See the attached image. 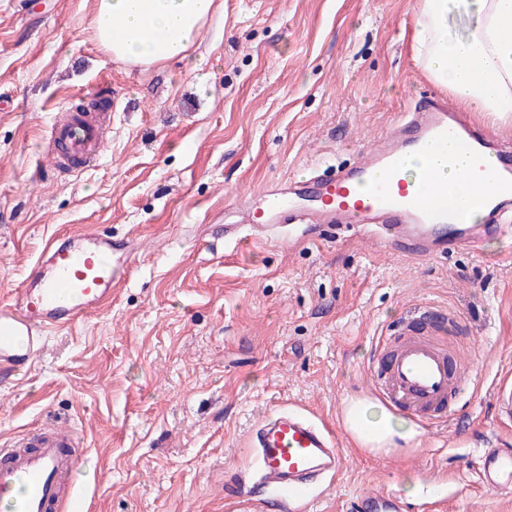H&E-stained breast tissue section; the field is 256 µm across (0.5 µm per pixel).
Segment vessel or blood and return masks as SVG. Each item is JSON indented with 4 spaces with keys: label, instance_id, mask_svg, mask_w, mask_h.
<instances>
[{
    "label": "vessel or blood",
    "instance_id": "vessel-or-blood-1",
    "mask_svg": "<svg viewBox=\"0 0 512 512\" xmlns=\"http://www.w3.org/2000/svg\"><path fill=\"white\" fill-rule=\"evenodd\" d=\"M482 121L464 119L444 96L432 94L403 113L395 130L374 142L366 158L332 171H315L306 180L267 188L261 205L245 209L238 227H225L235 244L280 238L287 227L341 226L375 237L382 246L407 256L426 257L463 248L479 252L490 234L512 235L508 224H472L466 209L449 200L434 168L415 180L405 176L416 153L447 150L456 166L480 182L487 151L498 161L491 191H478L472 203L497 213L512 205V148H502L484 132ZM48 143L58 171L73 162L93 167L104 144L102 127L90 115L56 118ZM135 258L131 241L83 232L47 245L37 260L38 276L0 302V365L13 372L30 369L51 330L66 328L111 304L112 293ZM417 328L382 337L373 388L396 411L417 415L423 426L448 424V401L462 387L449 360L459 351L464 329L442 308L421 307ZM250 453L257 463V492L231 496L232 512H309L312 494L326 478L337 476L344 458L334 432L305 413L283 409L252 434ZM83 448L71 428H41L0 445V512H83L78 468ZM485 488L512 493V448L485 449L480 459ZM351 512H407L391 493H367Z\"/></svg>",
    "mask_w": 512,
    "mask_h": 512
}]
</instances>
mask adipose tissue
Returning a JSON list of instances; mask_svg holds the SVG:
<instances>
[{"mask_svg": "<svg viewBox=\"0 0 512 512\" xmlns=\"http://www.w3.org/2000/svg\"><path fill=\"white\" fill-rule=\"evenodd\" d=\"M214 10L215 0H94L92 27L113 60L144 72L186 59ZM412 38L424 74L477 119L512 120V0H419ZM343 417L372 452L417 436L408 420L365 399L349 401Z\"/></svg>", "mask_w": 512, "mask_h": 512, "instance_id": "1", "label": "adipose tissue"}]
</instances>
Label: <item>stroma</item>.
<instances>
[{
    "mask_svg": "<svg viewBox=\"0 0 512 512\" xmlns=\"http://www.w3.org/2000/svg\"><path fill=\"white\" fill-rule=\"evenodd\" d=\"M184 60L112 61L91 0H0V298L68 230L133 239L106 309L51 334L0 384V442L73 427L98 472L85 512H227L255 479L248 440L274 412H311L344 468L311 512L367 492L445 512H512L483 488L480 456L512 448L495 393L512 383V239L483 253L397 257L346 229L236 247L224 227L271 184L350 164L434 85L416 63L418 0H218ZM106 100L96 166L53 171L47 130L79 98ZM425 304L468 331L452 423L367 453L343 409L376 401L381 337Z\"/></svg>",
    "mask_w": 512,
    "mask_h": 512,
    "instance_id": "35a3bbf8",
    "label": "stroma"
}]
</instances>
